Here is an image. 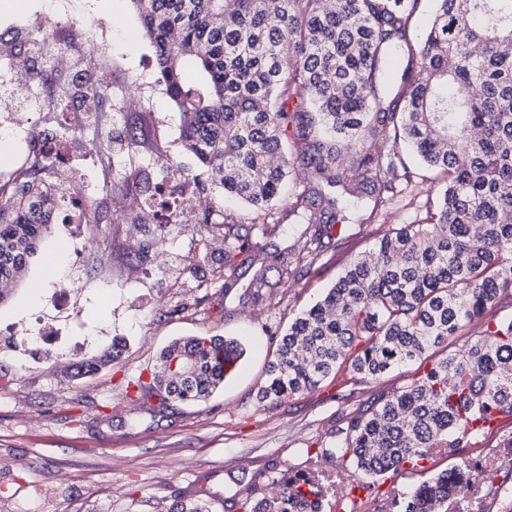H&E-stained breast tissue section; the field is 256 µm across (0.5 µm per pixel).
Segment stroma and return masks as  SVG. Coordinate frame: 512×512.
I'll list each match as a JSON object with an SVG mask.
<instances>
[{
	"mask_svg": "<svg viewBox=\"0 0 512 512\" xmlns=\"http://www.w3.org/2000/svg\"><path fill=\"white\" fill-rule=\"evenodd\" d=\"M50 0H0V34L24 37ZM74 10L90 17L112 18L115 65L112 90L119 100L114 127L147 113L151 130H169L158 139L187 178L200 172L180 138L179 113L160 85L127 87L131 76L154 68L153 47L132 0H72ZM67 58L72 68L101 78L100 64L68 31L57 32L48 64ZM25 103L21 93L0 87V173L14 172L28 147L18 146L6 117ZM412 183L387 197L378 208L362 206L325 229L315 269L297 271L284 284L275 306L255 300L248 291L253 269L241 270L237 288L203 289L197 282L224 261L218 229L227 219L250 223V210L233 205L214 213L208 224L170 227L165 251L133 263L128 253L146 239L151 220L138 209L112 206L113 194L99 187L94 195L89 234L92 243L74 255L63 244L62 224H53L27 267L23 279L8 284L0 303V324L34 330L35 316L52 317V296L79 269L77 294L83 326L66 333L67 345L91 355L126 341L121 358L96 374L73 378L63 349L33 350L0 335V512H174L177 503L207 506L208 512H244L249 487L260 473L300 466L311 449L336 445L338 413L365 401L367 387L343 379L270 407L259 403L267 364L289 320L314 304L343 269L371 251L381 223L419 224L435 202L438 187L415 159ZM286 231L262 239L269 252H289L311 225L290 212L288 201L274 207ZM197 301L194 313L173 315L175 302ZM207 334L244 341L246 354L223 387L201 402L166 409L135 399L128 381H150L160 350L182 336ZM512 433V417L503 416L475 448L448 457H430L422 466H405L377 480L385 491L413 487L460 460L498 447Z\"/></svg>",
	"mask_w": 512,
	"mask_h": 512,
	"instance_id": "35a3bbf8",
	"label": "stroma"
}]
</instances>
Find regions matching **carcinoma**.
Masks as SVG:
<instances>
[{
    "instance_id": "carcinoma-1",
    "label": "carcinoma",
    "mask_w": 512,
    "mask_h": 512,
    "mask_svg": "<svg viewBox=\"0 0 512 512\" xmlns=\"http://www.w3.org/2000/svg\"><path fill=\"white\" fill-rule=\"evenodd\" d=\"M155 54L158 82L181 117V139L218 194L208 209L235 198L263 217L223 224L224 265L199 286L228 292L239 270L257 261V239L284 231L271 218L288 176L303 166L315 181L291 212L315 225L287 255L266 253L249 284L272 302L298 268H311L323 227L400 180L410 181L400 150L410 148L444 185L423 224H400L355 258L323 298L299 312L269 363L259 402L274 405L311 392L343 369L361 384L434 357L398 390H379L342 413L336 453L369 478L427 459L429 448H463L491 413L512 416V319L487 312L512 298V0H438L418 44L409 30L419 0H132ZM45 56L43 34L14 43L0 37V82L15 50ZM407 67L395 88L385 74L395 56ZM97 121L114 112L101 85H85ZM300 132L288 142L290 111ZM147 121L125 128L129 147L149 148ZM480 136H474L475 131ZM58 158L33 147L13 186H0V280L23 277L56 216ZM164 225L134 256L163 242ZM274 268L278 279L268 280ZM480 332L452 349L472 325ZM121 339L83 356L73 377L118 360ZM244 350L222 336L175 339L159 354L140 391L168 408L199 401L224 385ZM186 360L181 373L173 363ZM473 484L445 470L423 482L405 512H442Z\"/></svg>"
}]
</instances>
